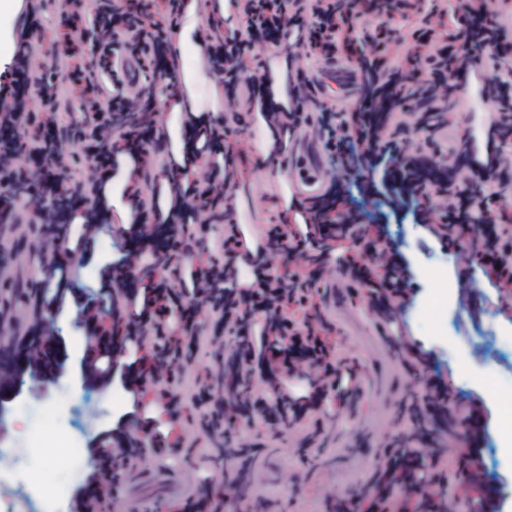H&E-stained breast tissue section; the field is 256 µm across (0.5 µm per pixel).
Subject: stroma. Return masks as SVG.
Returning <instances> with one entry per match:
<instances>
[{
    "label": "stroma",
    "mask_w": 512,
    "mask_h": 512,
    "mask_svg": "<svg viewBox=\"0 0 512 512\" xmlns=\"http://www.w3.org/2000/svg\"><path fill=\"white\" fill-rule=\"evenodd\" d=\"M226 144L242 151L237 161L239 183L263 185L268 193L262 202L264 218L280 224L284 221L278 186L286 180L285 167L273 166L268 150L252 144L247 135H230ZM348 207L361 208L368 214L370 240L379 247L386 242L399 244L412 267V302L404 317L414 338L424 350L433 354L440 370L451 371L456 389L483 398L489 412L488 426L476 461L498 483L494 504L498 512H512V437L505 428L512 423L495 397L492 387L512 371V354H495V333L512 332V307L505 313H493L485 301L489 288L483 279L473 280L480 290L477 303H461L460 288L464 275L454 250L443 247L426 235L417 224L413 212L397 211L377 217L372 203L359 191H352ZM31 238L7 244L6 249L18 260L16 279L0 289V296L21 305L32 295L39 277L36 263L29 261ZM448 262V301L441 322L424 321V311L437 304L431 286L429 269L439 260ZM344 305L347 318L329 332V342L337 343L346 355L355 359L367 378L362 396L350 407L339 410L334 424L325 425L320 437L309 447H302L303 431L287 433L281 440L267 437L262 425L237 422L236 432L254 444L260 477L266 484L269 500L261 507L245 500L228 503L224 512H328L330 487L355 489L364 484L372 463L397 425L392 420L400 401L414 390L415 383L391 363L385 345L388 329L371 319L366 308L365 291L338 300L328 290L316 293L311 305L288 304V315L301 319L312 315L315 308ZM55 338L60 343L62 366L56 381L44 382L31 373L17 380V395L0 409V445L11 446L20 432L18 413L21 407H38L57 394V381L69 388V406L62 416L63 424H75L82 443H89L100 430L112 426L127 409L124 392L117 387L98 390L87 386L81 375V361L89 338L74 308H67L51 321ZM184 463L176 474L157 470L146 463L140 478L120 487L119 495L126 512H168L165 499L174 491L176 481L195 478L199 467L207 463L206 447L180 449Z\"/></svg>",
    "instance_id": "1"
}]
</instances>
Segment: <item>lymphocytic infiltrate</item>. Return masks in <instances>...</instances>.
Wrapping results in <instances>:
<instances>
[{
	"instance_id": "obj_1",
	"label": "lymphocytic infiltrate",
	"mask_w": 512,
	"mask_h": 512,
	"mask_svg": "<svg viewBox=\"0 0 512 512\" xmlns=\"http://www.w3.org/2000/svg\"><path fill=\"white\" fill-rule=\"evenodd\" d=\"M148 0H69L59 21L71 31L92 32L89 47L64 39L46 51L43 39L20 36L10 67L0 70V243L16 233L34 234L44 276L30 307L0 314V338L22 340L28 372L56 360L58 344L47 322L75 307L91 342L82 361L85 383H120L130 409L89 445L93 467L73 497L72 512H117L116 486L135 482L145 458L173 474L180 461L171 447H212L219 475L188 483L179 512H224L244 498L262 499L252 477L253 450L232 441L237 420L261 423L272 437L303 419L332 421L364 391L366 378L351 358L321 334L334 326L324 311L301 320L286 305L307 304L309 284L344 274L367 291L366 299L390 330L386 342L402 370L420 380L422 393L402 403L401 428L385 444L356 493L332 501V512H447L448 497L433 495L463 479L479 489L466 512H488L486 474L460 462L449 469L446 438L474 440L487 428L482 399L462 395L435 372L430 353L412 337L402 312L411 300V266L394 246L371 250L361 262L343 243L362 245L364 216L338 211L351 187H359L378 212L411 210L442 245H467L469 269L481 274L498 299L512 284V228L507 205L512 182L492 174L512 154L504 129L505 104L497 89L512 85V69L481 66L499 49L512 10L488 15L470 7L447 37L440 26L447 0H163L161 20L146 22ZM414 13L423 30L386 43L371 35L378 20ZM196 17L194 38L205 44L204 69L215 76L219 120L189 107L178 81L171 36ZM246 22L245 34L228 31L230 19ZM129 56L139 83L95 58L97 50ZM341 54L354 61L359 93L354 109L321 107L317 130L336 171L332 191L305 206L294 184L282 198L292 214L286 224L256 226V204L239 221L236 164L224 141L255 129L280 156L291 153L304 120L306 69L295 64ZM182 105L181 143L141 102L158 75ZM37 92L44 112L30 111L26 91ZM78 98V113L58 112ZM480 100L491 107L480 129L457 136L449 112ZM286 114L272 124L273 114ZM424 132L417 145L410 130ZM78 140L86 164L66 163L69 140ZM166 143L163 151L152 142ZM204 162L209 176L188 182L183 174ZM130 202L119 214L108 204L115 183ZM108 226L123 250L100 269L98 298L74 288L79 260L94 251L90 225ZM204 236L210 258L189 257V225ZM302 258L310 282L282 273L280 257ZM204 348L214 364L206 377L189 375L188 350ZM193 400L198 419L179 422L177 403ZM150 439L151 450L138 448Z\"/></svg>"
}]
</instances>
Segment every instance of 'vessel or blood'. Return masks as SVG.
Instances as JSON below:
<instances>
[{
    "label": "vessel or blood",
    "instance_id": "obj_1",
    "mask_svg": "<svg viewBox=\"0 0 512 512\" xmlns=\"http://www.w3.org/2000/svg\"><path fill=\"white\" fill-rule=\"evenodd\" d=\"M307 92L319 104L349 101L357 94V78L347 62L334 57L313 70ZM288 175L310 206L316 205L334 184V174L322 158L314 119H307L299 128L288 160Z\"/></svg>",
    "mask_w": 512,
    "mask_h": 512
}]
</instances>
